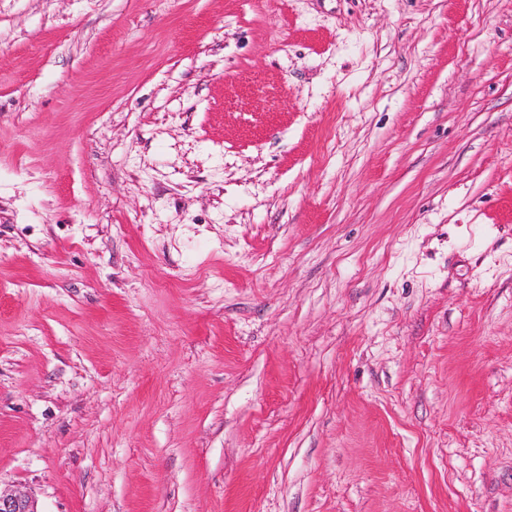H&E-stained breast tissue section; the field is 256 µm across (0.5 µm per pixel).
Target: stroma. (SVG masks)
<instances>
[{
  "label": "stroma",
  "instance_id": "35a3bbf8",
  "mask_svg": "<svg viewBox=\"0 0 512 512\" xmlns=\"http://www.w3.org/2000/svg\"><path fill=\"white\" fill-rule=\"evenodd\" d=\"M0 485L512 512V0H0Z\"/></svg>",
  "mask_w": 512,
  "mask_h": 512
}]
</instances>
